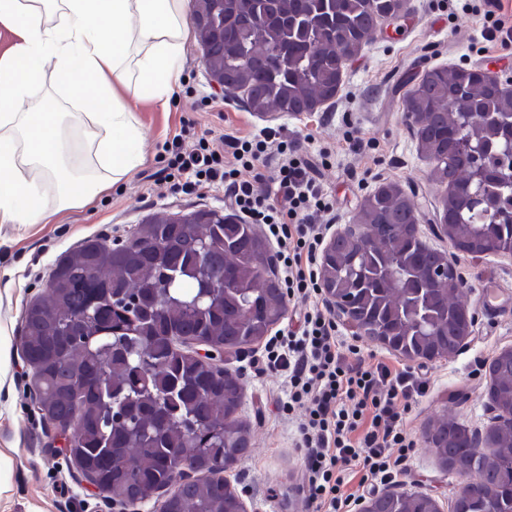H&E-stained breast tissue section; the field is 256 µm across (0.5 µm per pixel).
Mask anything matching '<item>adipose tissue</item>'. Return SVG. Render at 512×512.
<instances>
[{"label": "adipose tissue", "mask_w": 512, "mask_h": 512, "mask_svg": "<svg viewBox=\"0 0 512 512\" xmlns=\"http://www.w3.org/2000/svg\"><path fill=\"white\" fill-rule=\"evenodd\" d=\"M190 10L191 0H0V24L17 37L0 56V224L44 223L136 171L143 130L128 103L170 100ZM48 85L102 132L103 174L67 164L64 113L33 104Z\"/></svg>", "instance_id": "adipose-tissue-1"}]
</instances>
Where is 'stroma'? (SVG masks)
Segmentation results:
<instances>
[{
	"label": "stroma",
	"instance_id": "stroma-1",
	"mask_svg": "<svg viewBox=\"0 0 512 512\" xmlns=\"http://www.w3.org/2000/svg\"><path fill=\"white\" fill-rule=\"evenodd\" d=\"M438 65L487 68L509 76L512 45L485 44L479 15L462 11L457 0H407L406 16L378 31L348 62L334 100L312 112L264 115L250 111L243 98L213 92L202 48L197 39H189L182 80L168 106L134 107L145 132L144 161L130 178L51 223L0 224V325L8 329L0 340L7 350L6 361L0 362V451L11 457L9 490L0 494V512H116L103 493L76 479L68 458L51 445L50 425L30 398L29 369L20 351L21 320L28 301L44 290L54 261L84 240L123 243L136 225L156 216L203 209L234 215L223 184L186 195L171 193L162 179L169 160L165 143L178 134L185 115L196 131L184 141L188 149L199 134L249 136L273 128L311 153H324L326 164L317 179L334 204L324 217L334 231L355 221L364 199L379 185H397L414 205L422 240L452 254L466 286L463 300L477 321L452 358L425 364L430 390L419 398L409 422L416 454L410 473L396 486L427 494L443 508L455 499L460 479L432 455L425 431L441 418L456 419L480 436L491 424L488 374L476 370L474 361L491 362L512 348V254L475 259L433 231L445 188L431 176L434 164L419 150L404 100L424 72ZM354 129L360 141L350 139ZM489 282L505 296L495 309L482 304ZM260 351L255 344L244 355L224 359L225 369L238 374L243 385L238 417L251 433L247 455L225 477L247 512H310L302 489L303 460L295 446L299 421L275 417L284 379L254 374L251 362Z\"/></svg>",
	"mask_w": 512,
	"mask_h": 512
}]
</instances>
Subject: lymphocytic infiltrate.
<instances>
[{
    "label": "lymphocytic infiltrate",
    "instance_id": "f902f5d3",
    "mask_svg": "<svg viewBox=\"0 0 512 512\" xmlns=\"http://www.w3.org/2000/svg\"><path fill=\"white\" fill-rule=\"evenodd\" d=\"M173 156L165 180L175 193L193 194L212 182L224 184L229 203L262 225L276 243L289 297L305 310L297 327L275 333L265 344L266 371L284 374L287 390L278 409H304L297 446L305 460L304 490L313 512H355L358 498L347 486L376 490L407 474L417 446L410 412L430 381L415 368L383 356L362 355L320 301L319 259L325 235L317 217L333 202L313 176L314 163L300 142L275 133L199 138L196 149ZM235 162H224L225 152ZM282 161L271 191L258 192L271 154Z\"/></svg>",
    "mask_w": 512,
    "mask_h": 512
}]
</instances>
